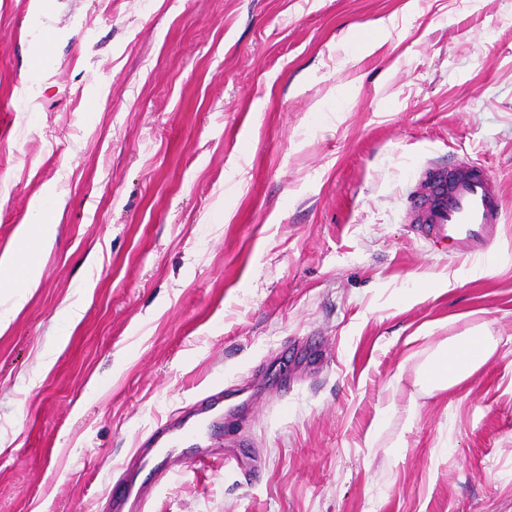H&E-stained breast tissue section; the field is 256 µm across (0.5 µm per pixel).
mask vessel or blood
<instances>
[{"label": "vessel or blood", "mask_w": 512, "mask_h": 512, "mask_svg": "<svg viewBox=\"0 0 512 512\" xmlns=\"http://www.w3.org/2000/svg\"><path fill=\"white\" fill-rule=\"evenodd\" d=\"M419 183L406 212L416 235L437 251L462 258L486 255L503 219V201L492 172L482 165L430 163L420 170ZM222 402V392L205 395L195 425L157 423L149 436V456L174 460L176 443L200 432Z\"/></svg>", "instance_id": "vessel-or-blood-1"}]
</instances>
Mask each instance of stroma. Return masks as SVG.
I'll list each match as a JSON object with an SVG mask.
<instances>
[{
  "mask_svg": "<svg viewBox=\"0 0 512 512\" xmlns=\"http://www.w3.org/2000/svg\"><path fill=\"white\" fill-rule=\"evenodd\" d=\"M464 157L503 196L480 261L405 218ZM53 197L0 332V512H109L215 389L180 475L135 472L144 512H512V0H0V253ZM497 343L489 331L457 336L427 365L422 377L424 386L431 391H446L461 384L490 358ZM223 398V391H218L209 393L199 400V419L196 425H188L187 422L176 424L168 421L158 422L149 436L150 448L142 455L143 459H146V465L153 456L157 455H164L170 463L174 464L176 462L175 444L194 437L202 431L204 424L210 421L212 413L219 410Z\"/></svg>",
  "mask_w": 512,
  "mask_h": 512,
  "instance_id": "35a3bbf8",
  "label": "stroma"
}]
</instances>
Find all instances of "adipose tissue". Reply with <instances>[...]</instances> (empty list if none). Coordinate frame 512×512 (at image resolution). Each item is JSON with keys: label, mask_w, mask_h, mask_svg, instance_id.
I'll return each mask as SVG.
<instances>
[{"label": "adipose tissue", "mask_w": 512, "mask_h": 512, "mask_svg": "<svg viewBox=\"0 0 512 512\" xmlns=\"http://www.w3.org/2000/svg\"><path fill=\"white\" fill-rule=\"evenodd\" d=\"M58 215L56 202H45L40 223L24 226L20 246L0 256V298L10 300L13 306H20L31 288L38 285L34 257L53 241ZM496 346V340L486 331L457 336L427 365L422 377L424 386L445 391L461 384L490 358Z\"/></svg>", "instance_id": "adipose-tissue-1"}]
</instances>
